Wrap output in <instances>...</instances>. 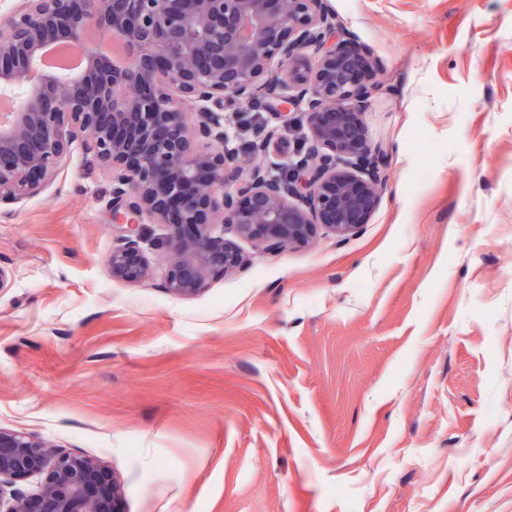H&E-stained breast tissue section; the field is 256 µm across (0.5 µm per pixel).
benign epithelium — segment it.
Here are the masks:
<instances>
[{
  "label": "benign epithelium",
  "instance_id": "benign-epithelium-1",
  "mask_svg": "<svg viewBox=\"0 0 512 512\" xmlns=\"http://www.w3.org/2000/svg\"><path fill=\"white\" fill-rule=\"evenodd\" d=\"M0 21L9 28L0 96L23 90L0 113V203L38 194L85 135L112 173L115 199L126 200L112 212V277H153L141 247L147 220L167 230L164 287L190 297L243 262L230 232L283 250L307 242L316 225L354 234L373 214L386 175L362 119L379 83L363 76L378 65L328 0H18ZM108 42L122 46V61L101 49ZM62 45L80 47V72L32 78L38 54ZM283 60L288 70H274ZM274 93L281 131L298 124L290 112L300 108L307 132L272 172L263 131L241 153L225 148L224 112ZM104 467L0 427V512H117ZM41 474L35 491L13 488Z\"/></svg>",
  "mask_w": 512,
  "mask_h": 512
}]
</instances>
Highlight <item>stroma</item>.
<instances>
[{"mask_svg":"<svg viewBox=\"0 0 512 512\" xmlns=\"http://www.w3.org/2000/svg\"><path fill=\"white\" fill-rule=\"evenodd\" d=\"M331 4L381 67L358 233L177 297L113 278L85 136L0 205V427L105 461L120 512H512V0Z\"/></svg>","mask_w":512,"mask_h":512,"instance_id":"obj_1","label":"stroma"}]
</instances>
